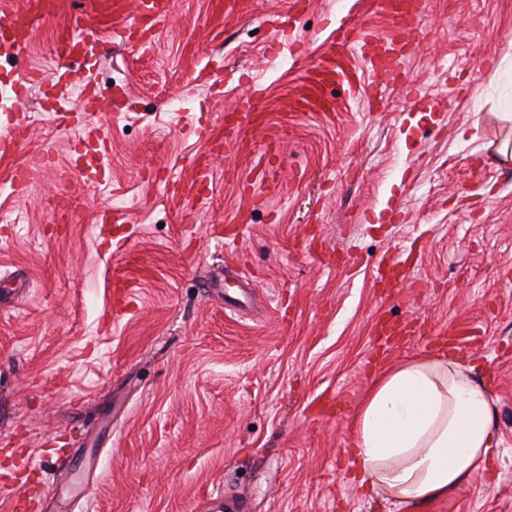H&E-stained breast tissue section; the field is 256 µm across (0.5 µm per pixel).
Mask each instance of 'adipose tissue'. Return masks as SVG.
I'll return each mask as SVG.
<instances>
[{
    "label": "adipose tissue",
    "mask_w": 512,
    "mask_h": 512,
    "mask_svg": "<svg viewBox=\"0 0 512 512\" xmlns=\"http://www.w3.org/2000/svg\"><path fill=\"white\" fill-rule=\"evenodd\" d=\"M494 407L478 369L420 357L381 374L361 407L353 450L361 484L402 512L466 487L497 452Z\"/></svg>",
    "instance_id": "1"
}]
</instances>
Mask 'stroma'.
Masks as SVG:
<instances>
[{"mask_svg": "<svg viewBox=\"0 0 512 512\" xmlns=\"http://www.w3.org/2000/svg\"><path fill=\"white\" fill-rule=\"evenodd\" d=\"M76 2L0 54V138L26 137L0 158V476L27 512H205L219 495L390 512L353 465L356 413L464 323L485 344L455 358L487 383L498 456L444 503L512 512V0H428L396 79L359 64L332 112L293 111V88L338 21L397 39L380 0H246L220 20L174 0L153 33L96 36L112 109L91 183L70 166L85 130L43 111L42 85L11 99L18 74L52 72ZM253 112L246 149L217 148ZM108 209L123 223H97Z\"/></svg>", "mask_w": 512, "mask_h": 512, "instance_id": "1", "label": "stroma"}]
</instances>
